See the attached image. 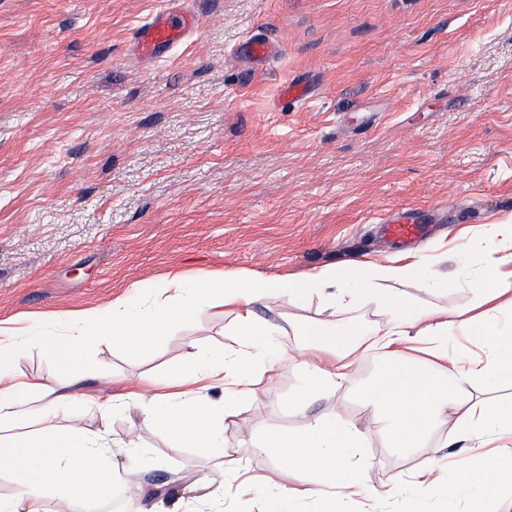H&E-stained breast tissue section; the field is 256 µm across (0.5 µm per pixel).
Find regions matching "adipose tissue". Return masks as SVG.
Segmentation results:
<instances>
[{
  "label": "adipose tissue",
  "instance_id": "ef3b65f1",
  "mask_svg": "<svg viewBox=\"0 0 512 512\" xmlns=\"http://www.w3.org/2000/svg\"><path fill=\"white\" fill-rule=\"evenodd\" d=\"M406 280L425 287L433 284L424 277L417 254L383 264L356 262L303 276L228 272L204 287L175 276L162 283V300L152 299L137 307L118 298L103 312L71 317L60 334H48L41 321L22 328L0 326V476L12 478L16 486L12 495L0 497V512H31L34 491L48 486L66 493L71 512H76L88 490L130 491L127 468L104 459L110 443L107 433L75 426L65 432L40 428L15 434L11 428L19 404L30 395L47 408L71 399L82 380L80 353L98 337H111L117 344L131 338L145 345L161 343L171 327L198 314L213 295L234 316L236 349L205 361L194 372L173 371L169 396L153 393L148 378L135 383V398L171 438L197 447L211 446L219 425L235 418L238 400L254 395L257 383L274 380L275 366L259 339L283 334L285 328L258 319L255 305L281 295L300 299L313 293L333 303L348 297L361 299L392 317L389 329L371 333L368 348L384 351L405 343L410 349L409 355L388 361L367 387L368 400L377 409L379 422L386 424L392 447H421L444 424L450 427L445 437L449 444L470 441L481 447L489 439H498L501 461L490 470L475 475L467 461L455 464L462 481L477 480L484 493L494 492L503 482L512 481V402L491 411L477 403L464 413L457 406L464 386L474 380L492 386L512 381V313L502 315L498 308L503 302L512 310V253L489 259L470 277V288L487 305L479 317L461 308L413 306L397 288ZM301 333L304 343L296 355L308 374L300 401L335 392L350 382L351 364L343 356L350 336L321 322L305 325ZM43 335L48 338L47 354L70 372L66 382L22 379L2 370V363L16 354L22 342ZM452 336L472 338L482 346L483 355L449 354ZM217 386L223 394L216 399L210 391ZM376 424L338 414L306 415L294 431L260 436L257 447L287 470L309 471L318 484H336L332 502L339 506L360 493L358 484L345 475L358 467V452Z\"/></svg>",
  "mask_w": 512,
  "mask_h": 512
}]
</instances>
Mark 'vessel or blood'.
Here are the masks:
<instances>
[{
    "label": "vessel or blood",
    "mask_w": 512,
    "mask_h": 512,
    "mask_svg": "<svg viewBox=\"0 0 512 512\" xmlns=\"http://www.w3.org/2000/svg\"><path fill=\"white\" fill-rule=\"evenodd\" d=\"M171 0H157L154 10L132 30L131 54L139 61H157L164 58L177 44L185 42L201 25V15L185 0L181 11H173ZM277 52V44L269 36L252 35L235 50L252 67L264 66ZM312 97L311 89L302 82H284L276 99L277 105L301 104ZM389 239L407 245L423 237L430 225L448 221V205L437 202L426 208L398 207L382 215Z\"/></svg>",
    "instance_id": "1"
}]
</instances>
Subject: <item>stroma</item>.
<instances>
[{
	"label": "stroma",
	"instance_id": "obj_1",
	"mask_svg": "<svg viewBox=\"0 0 512 512\" xmlns=\"http://www.w3.org/2000/svg\"><path fill=\"white\" fill-rule=\"evenodd\" d=\"M153 0H0V321L21 327L139 303L135 284L182 273L276 277L400 251L377 219L403 205L447 201L452 221L416 251L447 259V286L404 283L410 300L473 308L466 285L485 253L488 227L512 224V0H200V28L166 58L127 54L130 30ZM271 34L282 52L253 71L231 54L246 37ZM307 82L313 97L273 109L278 85ZM257 315L287 326L273 385L240 399L212 448L174 443L134 401L111 397L147 376L168 393L172 370L236 345L232 315L204 308L157 348L101 337L84 356L94 371L51 413L29 398L21 431L45 425L107 432V460L130 463L138 495L95 491L86 512H191L224 459L298 493V512H327V493L304 472L283 473L255 448L262 433L289 432L305 369L290 354L302 324L324 320L372 333L388 314L361 301L332 308L319 296L282 298ZM353 383L309 401V415L340 410L374 417L365 387L381 354L354 350ZM10 370L61 378L40 342ZM138 430L144 453L127 451ZM468 454L494 466L492 449L392 447L378 426L352 474L378 512H512V488L480 501L451 483L420 497L406 474Z\"/></svg>",
	"mask_w": 512,
	"mask_h": 512
}]
</instances>
